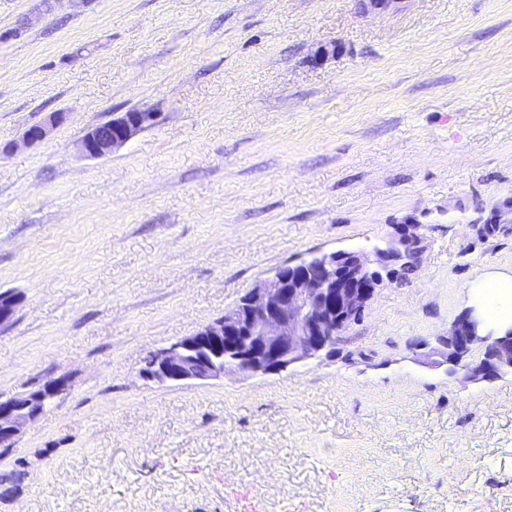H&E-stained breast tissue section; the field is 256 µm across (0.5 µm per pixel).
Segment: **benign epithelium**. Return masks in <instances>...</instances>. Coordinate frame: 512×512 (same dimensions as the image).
I'll return each instance as SVG.
<instances>
[{"label": "benign epithelium", "mask_w": 512, "mask_h": 512, "mask_svg": "<svg viewBox=\"0 0 512 512\" xmlns=\"http://www.w3.org/2000/svg\"><path fill=\"white\" fill-rule=\"evenodd\" d=\"M404 0H355L362 13L387 12ZM63 119L53 113L43 124L30 127L23 142L43 141ZM159 113L130 110L91 128L80 141L88 158H102L125 145L137 132L156 124ZM424 249L416 225L399 226L386 248L376 250L378 269L356 251H336L289 265L249 291L224 316L167 347L150 353L141 376L152 382L194 383L224 378L228 372L277 374L326 350L355 321L375 288L381 271L392 276L407 264L417 265ZM446 348L450 372L473 380L492 381L512 375V326L483 332L480 317L467 310L448 331ZM484 361L471 364L475 346ZM64 391L52 381L35 390L0 398V442L14 439L44 411L48 400Z\"/></svg>", "instance_id": "7a95c632"}]
</instances>
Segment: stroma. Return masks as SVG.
Returning <instances> with one entry per match:
<instances>
[{
    "label": "stroma",
    "mask_w": 512,
    "mask_h": 512,
    "mask_svg": "<svg viewBox=\"0 0 512 512\" xmlns=\"http://www.w3.org/2000/svg\"><path fill=\"white\" fill-rule=\"evenodd\" d=\"M342 54H312L333 41ZM159 112L113 154L85 132ZM64 119L22 145L50 113ZM0 395L65 391L0 447V512H512V376L439 338L512 275V0H0ZM424 240L327 355L160 385L150 352L279 269Z\"/></svg>",
    "instance_id": "1"
}]
</instances>
